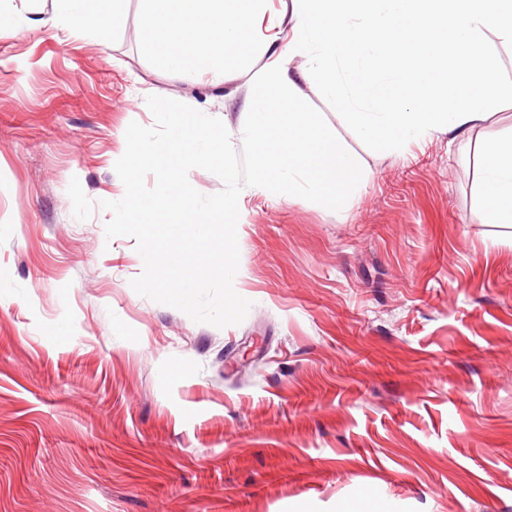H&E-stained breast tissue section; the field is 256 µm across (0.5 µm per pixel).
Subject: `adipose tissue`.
<instances>
[{
    "mask_svg": "<svg viewBox=\"0 0 512 512\" xmlns=\"http://www.w3.org/2000/svg\"><path fill=\"white\" fill-rule=\"evenodd\" d=\"M90 0H51L50 21L71 35L104 42L126 0L92 14ZM143 0L144 28L167 64L219 68L256 24L266 26L248 69L249 84L293 93L294 58L316 93L332 100L360 135L391 148L435 133L468 131L512 104V0H281L278 19L265 21V0ZM292 36L287 54L268 59L280 25ZM287 132L277 131L280 114ZM309 116L268 101L262 121L246 120L235 136L263 148L264 189L285 196L348 202L364 172L328 136L306 135ZM482 192L480 222L512 223V140L485 145L476 156ZM320 162L321 174L309 173Z\"/></svg>",
    "mask_w": 512,
    "mask_h": 512,
    "instance_id": "ef3b65f1",
    "label": "adipose tissue"
}]
</instances>
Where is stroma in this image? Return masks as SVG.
Wrapping results in <instances>:
<instances>
[{"label":"stroma","instance_id":"1","mask_svg":"<svg viewBox=\"0 0 512 512\" xmlns=\"http://www.w3.org/2000/svg\"><path fill=\"white\" fill-rule=\"evenodd\" d=\"M0 32V512H512V224L478 223L483 144L512 106L400 149L296 83L367 174L349 206L239 196L236 292L218 328L137 294L136 242L106 239L130 122L158 95L219 118L272 87L170 71L127 0L108 44Z\"/></svg>","mask_w":512,"mask_h":512}]
</instances>
